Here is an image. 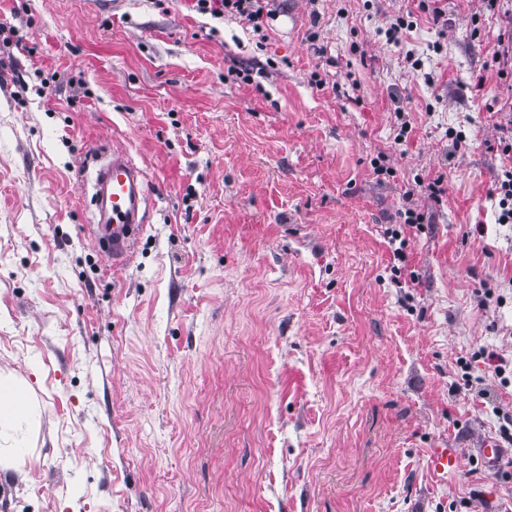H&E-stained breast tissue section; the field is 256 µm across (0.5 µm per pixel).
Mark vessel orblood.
<instances>
[{"label": "vessel or blood", "instance_id": "obj_1", "mask_svg": "<svg viewBox=\"0 0 512 512\" xmlns=\"http://www.w3.org/2000/svg\"><path fill=\"white\" fill-rule=\"evenodd\" d=\"M149 200L147 180L129 154L110 150L100 159L94 175L93 212L89 229L97 244L105 245V257L113 267L131 259L146 222ZM462 461L455 449L436 447L428 452L434 477L459 470Z\"/></svg>", "mask_w": 512, "mask_h": 512}]
</instances>
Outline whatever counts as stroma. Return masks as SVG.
<instances>
[{"label": "stroma", "mask_w": 512, "mask_h": 512, "mask_svg": "<svg viewBox=\"0 0 512 512\" xmlns=\"http://www.w3.org/2000/svg\"><path fill=\"white\" fill-rule=\"evenodd\" d=\"M418 4L274 0L258 34L0 0V373L33 407L0 512H512L477 453L512 414V0ZM115 146L150 189L118 269L82 179ZM499 186L497 188L498 208L500 213L498 215V223L511 224L512 223V165L509 169L503 170ZM408 215L405 219V222L404 224H399L398 228H387L386 229V234L389 236V244L391 246H395L397 242L398 243V247H394L393 248V257H394V260H397L398 262H404L405 259H406V252H405V248L407 247V244H408V240L406 238V235H405V231L404 229L406 227H410V228H416L417 230L419 229L420 225L423 224L422 220H423V214L418 212V213H415V211L413 210H409L408 212ZM404 226V227H402ZM428 467L434 477H445L448 472L459 470L462 461L454 448L437 446L429 449Z\"/></svg>", "instance_id": "stroma-1"}]
</instances>
